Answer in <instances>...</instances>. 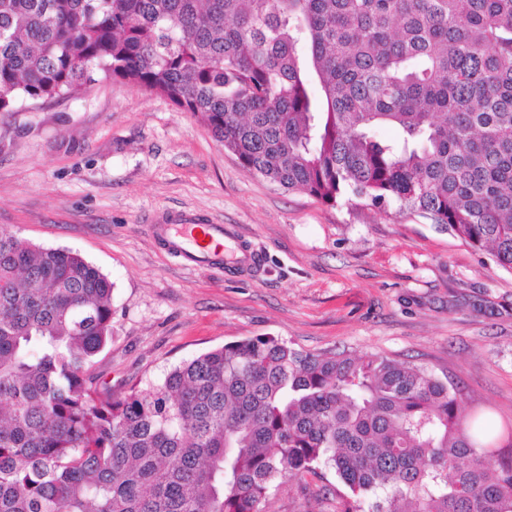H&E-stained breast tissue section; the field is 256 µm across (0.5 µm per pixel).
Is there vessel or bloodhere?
I'll use <instances>...</instances> for the list:
<instances>
[{
    "instance_id": "obj_1",
    "label": "vessel or blood",
    "mask_w": 512,
    "mask_h": 512,
    "mask_svg": "<svg viewBox=\"0 0 512 512\" xmlns=\"http://www.w3.org/2000/svg\"><path fill=\"white\" fill-rule=\"evenodd\" d=\"M158 242L168 251L195 266L223 267L224 239L232 231L224 224H202L195 216L175 213L152 226Z\"/></svg>"
}]
</instances>
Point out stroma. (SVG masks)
<instances>
[{
    "label": "stroma",
    "mask_w": 512,
    "mask_h": 512,
    "mask_svg": "<svg viewBox=\"0 0 512 512\" xmlns=\"http://www.w3.org/2000/svg\"><path fill=\"white\" fill-rule=\"evenodd\" d=\"M235 226L264 264L193 267L158 247L155 218ZM78 252L111 281L98 357L119 396L246 338L378 354L456 385L464 414L512 425V272L431 219L322 203L244 169L163 96L96 72L75 96L0 112V231ZM333 471L275 479L266 512H334Z\"/></svg>",
    "instance_id": "35a3bbf8"
}]
</instances>
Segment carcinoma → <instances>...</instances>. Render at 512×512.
<instances>
[{"label":"carcinoma","instance_id":"cac0c4a2","mask_svg":"<svg viewBox=\"0 0 512 512\" xmlns=\"http://www.w3.org/2000/svg\"><path fill=\"white\" fill-rule=\"evenodd\" d=\"M95 71L263 178L419 213L512 271V0H0V112ZM111 335L98 268L0 232V512H264L322 467L339 512H512V457L488 473L499 436L423 366L264 336L116 397Z\"/></svg>","mask_w":512,"mask_h":512}]
</instances>
